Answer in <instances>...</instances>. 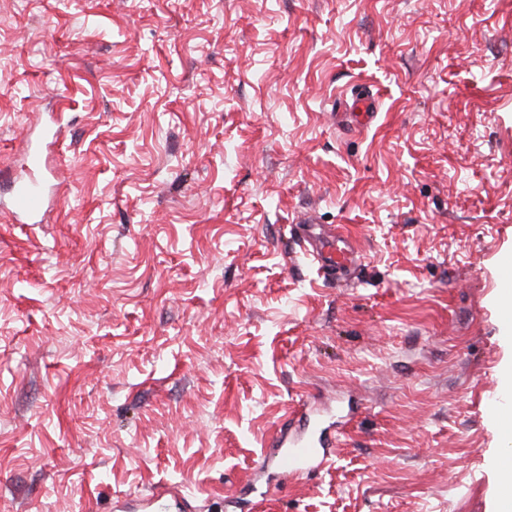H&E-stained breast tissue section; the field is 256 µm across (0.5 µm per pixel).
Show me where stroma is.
Wrapping results in <instances>:
<instances>
[{
    "label": "stroma",
    "mask_w": 512,
    "mask_h": 512,
    "mask_svg": "<svg viewBox=\"0 0 512 512\" xmlns=\"http://www.w3.org/2000/svg\"><path fill=\"white\" fill-rule=\"evenodd\" d=\"M47 126L44 221L0 205V512H496L512 0H0V189ZM304 404L362 410L278 488ZM298 223L299 239L319 269L336 281V287L347 288L353 269L361 260L352 240L343 234L323 230L312 215L303 216ZM293 425L294 422L289 421L268 444V447L273 448L278 455V465L285 483L303 473L322 467L329 462L332 454L329 440L321 435L317 441L297 438L295 444L290 440ZM288 443L293 448H288Z\"/></svg>",
    "instance_id": "obj_1"
}]
</instances>
